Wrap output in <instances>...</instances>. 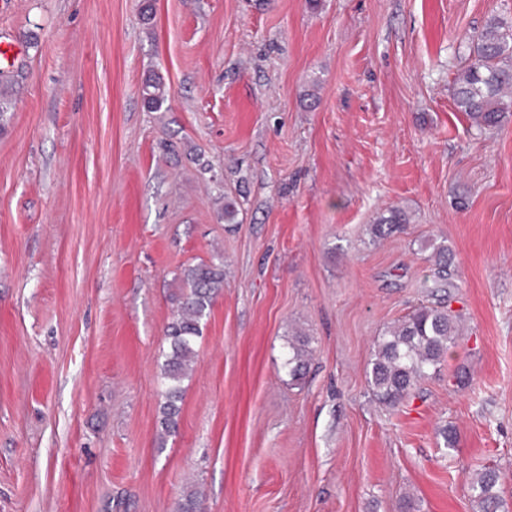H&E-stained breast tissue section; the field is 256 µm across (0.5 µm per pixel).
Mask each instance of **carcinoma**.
Instances as JSON below:
<instances>
[{"label": "carcinoma", "instance_id": "cac0c4a2", "mask_svg": "<svg viewBox=\"0 0 512 512\" xmlns=\"http://www.w3.org/2000/svg\"><path fill=\"white\" fill-rule=\"evenodd\" d=\"M454 104L477 129L497 127L512 115V24L492 18L478 35L469 64L454 81ZM147 104L160 107L168 97L161 80L149 84ZM408 218L399 209L377 218L374 232L382 237L399 231ZM436 266L433 287L448 290V247L434 248ZM183 291L177 312L167 325L168 351L164 354L160 439L178 428L182 383L197 362L195 342L201 324L210 315L214 300L224 288L223 262H201L183 270ZM458 321L444 306H421L406 315L376 343L374 358L367 371L374 396L389 407L401 404L417 383L437 372L448 351L457 344ZM311 355L309 340L300 336L288 342L283 367L293 381L303 378ZM479 512H499L506 507L500 491L498 469H482L470 482Z\"/></svg>", "mask_w": 512, "mask_h": 512}]
</instances>
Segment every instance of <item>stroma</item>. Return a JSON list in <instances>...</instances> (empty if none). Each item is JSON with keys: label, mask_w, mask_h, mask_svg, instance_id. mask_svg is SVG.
<instances>
[{"label": "stroma", "mask_w": 512, "mask_h": 512, "mask_svg": "<svg viewBox=\"0 0 512 512\" xmlns=\"http://www.w3.org/2000/svg\"><path fill=\"white\" fill-rule=\"evenodd\" d=\"M494 17L512 0H0V512H478L486 466L512 507V117L453 103ZM439 244L461 337L389 408L375 343L438 303ZM217 259L162 442L178 276ZM408 218L404 212L399 209L390 210L389 215H382L377 218L374 224L376 236H387L399 231L403 224H407ZM432 259H434L436 272L434 273L433 286L429 288H437L436 292L448 290L449 300L451 298L450 288H455V285L448 278V247L443 245L435 247ZM311 352L307 338L298 336L295 340L289 341L288 350L283 358V367L291 380L297 381L303 378Z\"/></svg>", "instance_id": "obj_1"}]
</instances>
